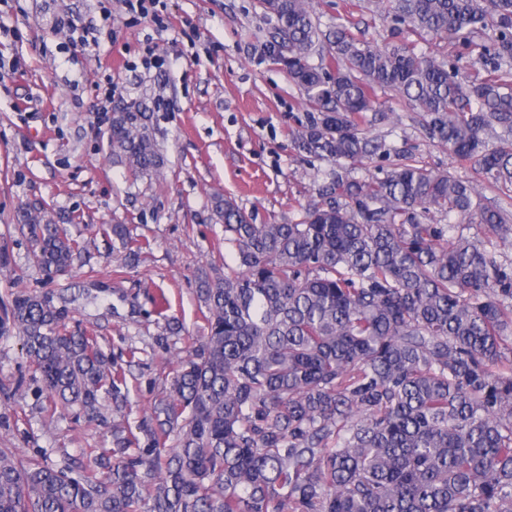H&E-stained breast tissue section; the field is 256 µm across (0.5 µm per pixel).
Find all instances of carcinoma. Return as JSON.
<instances>
[{
    "label": "carcinoma",
    "instance_id": "obj_1",
    "mask_svg": "<svg viewBox=\"0 0 512 512\" xmlns=\"http://www.w3.org/2000/svg\"><path fill=\"white\" fill-rule=\"evenodd\" d=\"M367 1L382 19L478 50L469 80L412 42L378 47L353 18L326 33L309 0H259L288 75L319 118L295 149L336 163L375 154L379 95L423 112L431 139L512 195V0ZM321 50V63L309 57ZM148 113H112V157L135 175L164 163ZM238 267L202 270L207 335L154 406L147 448L112 426V468L73 474L0 449V512H512V268L461 225L512 242L506 209L472 183L403 154L364 180L340 172L299 219L254 224L220 194ZM448 220L437 224L432 214ZM53 278L79 244L47 210L16 214ZM112 248L133 247L110 225ZM50 298L17 293V330L42 390L62 410L122 408L121 372ZM179 447L163 456L166 437Z\"/></svg>",
    "mask_w": 512,
    "mask_h": 512
}]
</instances>
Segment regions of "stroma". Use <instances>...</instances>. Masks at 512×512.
<instances>
[{
	"instance_id": "obj_1",
	"label": "stroma",
	"mask_w": 512,
	"mask_h": 512,
	"mask_svg": "<svg viewBox=\"0 0 512 512\" xmlns=\"http://www.w3.org/2000/svg\"><path fill=\"white\" fill-rule=\"evenodd\" d=\"M166 31L136 20L110 0L112 38L80 52L66 49L64 16L80 28L99 25L101 0H0V62L19 68L0 83V318L14 293L44 295L68 311L70 323L124 370L122 414L104 402L102 420L56 408L41 392L18 336L0 338V448L16 457H47L77 470L89 451L112 446L121 424L146 444L143 424L193 341L207 332L196 276L210 263L236 266L211 198H234L257 224L284 223L315 199L332 162L298 153L292 134L317 112L282 66L270 61L268 22L257 0H166ZM166 55L164 71L141 68L146 46ZM111 75L115 107H144L164 165L133 178L113 161L109 126L99 124L95 84ZM390 110L368 128L383 149L348 166L356 178L412 152L435 170L464 181L480 176L430 139L422 116L396 92ZM45 205L87 253L48 280L31 262L32 247L16 222L28 205ZM127 225L144 248L127 268L106 229ZM182 331L167 336L170 321Z\"/></svg>"
}]
</instances>
